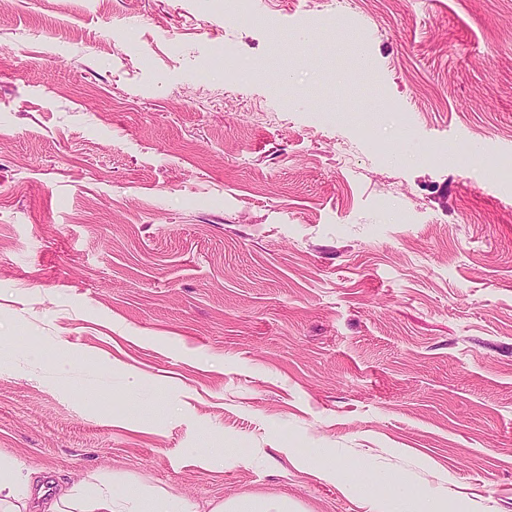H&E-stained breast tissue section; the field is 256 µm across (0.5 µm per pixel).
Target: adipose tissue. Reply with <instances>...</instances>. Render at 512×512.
Returning <instances> with one entry per match:
<instances>
[{
	"mask_svg": "<svg viewBox=\"0 0 512 512\" xmlns=\"http://www.w3.org/2000/svg\"><path fill=\"white\" fill-rule=\"evenodd\" d=\"M39 483L38 472L0 462V512H197L195 503H176L136 485L120 493L92 486L81 495L61 485L50 495Z\"/></svg>",
	"mask_w": 512,
	"mask_h": 512,
	"instance_id": "obj_1",
	"label": "adipose tissue"
}]
</instances>
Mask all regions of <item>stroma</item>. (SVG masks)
<instances>
[{"mask_svg": "<svg viewBox=\"0 0 512 512\" xmlns=\"http://www.w3.org/2000/svg\"><path fill=\"white\" fill-rule=\"evenodd\" d=\"M254 7L6 0L0 457L200 512H512V0ZM286 497H242L223 502L211 512H293ZM396 507L398 512H447L448 510V504L422 497L406 498L398 502Z\"/></svg>", "mask_w": 512, "mask_h": 512, "instance_id": "obj_1", "label": "stroma"}]
</instances>
